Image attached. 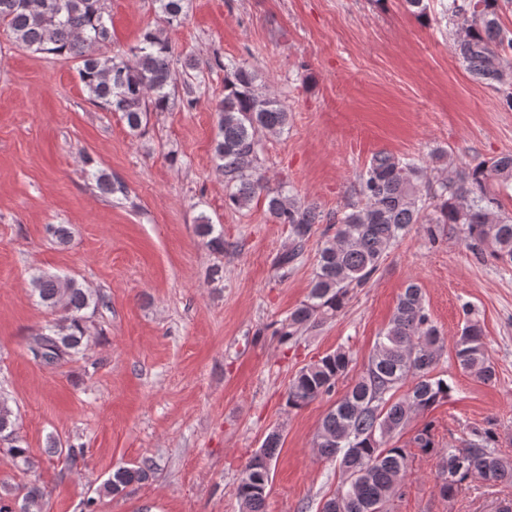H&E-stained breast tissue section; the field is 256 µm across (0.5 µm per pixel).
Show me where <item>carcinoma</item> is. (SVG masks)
<instances>
[{"mask_svg": "<svg viewBox=\"0 0 512 512\" xmlns=\"http://www.w3.org/2000/svg\"><path fill=\"white\" fill-rule=\"evenodd\" d=\"M105 0H0V31L19 48L67 56L79 60L78 77L91 101L109 112L122 114L129 130L139 133L153 112L166 111L175 97L180 62L166 35V27L181 21L185 0H154L159 24L146 30L132 57L106 56L99 49L111 40ZM512 0H448V23L455 28L457 47L467 69L493 85H512V32L500 23L502 4ZM224 98L215 106L217 133L214 162L224 176V204L247 207L265 194L268 213L288 225L293 239L290 251L278 258L287 270L300 255L315 225L325 222L334 234L325 236L307 299L292 310L276 331L288 342L319 322L333 317L350 293L364 287L378 270L388 251L413 225L425 226L433 241L440 225L462 233L466 246L480 256L512 263V217L501 213V201L491 182L512 188V154L465 168L454 179L435 183L424 179L425 168L415 159L388 152L372 156L358 179L360 201L339 216L323 218L316 208L295 195L271 190L259 172L261 136L280 133L288 126V110L282 102L261 91L258 73L242 62L222 64ZM104 194L125 193V187L97 170L89 171ZM199 233L212 236V218L195 217ZM39 301L56 319L32 337L34 358L59 364L81 353L90 334L83 311L96 308L100 298L67 276L37 275L32 278ZM464 323L455 341V358L461 368L484 382L496 380L487 356L482 330L463 307ZM444 339L433 324L422 289L408 284L393 316L375 346L362 374L334 402L322 419L316 445L321 456L338 462L345 475L342 486L323 504L321 512H389L409 468L412 452L392 443L411 421L448 399V383L434 370ZM352 357L339 348L303 367L288 387L286 403L301 409L335 391L346 376ZM410 387H405V384ZM407 388L402 398L396 397ZM281 434L269 433L261 448L245 464L234 495L242 512H266L271 463ZM0 444L5 445L15 466H34L29 448L15 432L9 407L0 404ZM420 453L442 454L440 493L454 494L472 475L491 484L512 483V464L494 448L489 430H476L465 448L440 452L431 424L415 431L410 440ZM155 464L144 458L116 467L99 488V494L116 495L152 478ZM21 512H45V494L33 486L19 503Z\"/></svg>", "mask_w": 512, "mask_h": 512, "instance_id": "carcinoma-1", "label": "carcinoma"}]
</instances>
